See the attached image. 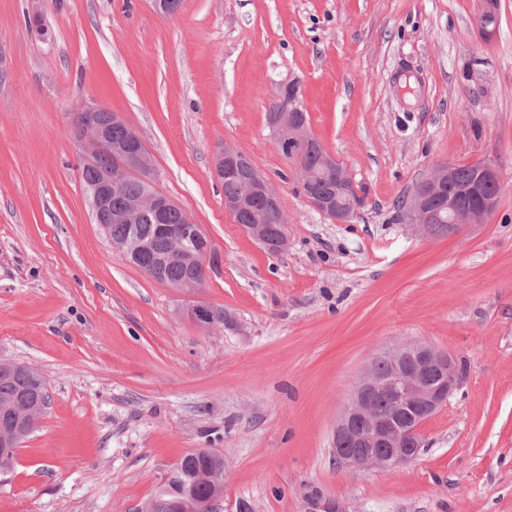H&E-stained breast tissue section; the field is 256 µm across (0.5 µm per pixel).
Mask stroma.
Segmentation results:
<instances>
[{
	"label": "stroma",
	"mask_w": 512,
	"mask_h": 512,
	"mask_svg": "<svg viewBox=\"0 0 512 512\" xmlns=\"http://www.w3.org/2000/svg\"><path fill=\"white\" fill-rule=\"evenodd\" d=\"M0 0V361L49 405L0 512H141L188 453L224 457L214 512H512V0ZM301 83L309 126L361 186L347 224L297 192L266 114ZM121 113L219 268L152 280L92 218L72 116ZM230 143L278 193L272 255L224 209ZM493 161L483 223L429 236L398 201L444 163ZM224 308L206 330L197 304ZM411 342L460 390L390 471L339 464L336 421L373 356Z\"/></svg>",
	"instance_id": "obj_1"
}]
</instances>
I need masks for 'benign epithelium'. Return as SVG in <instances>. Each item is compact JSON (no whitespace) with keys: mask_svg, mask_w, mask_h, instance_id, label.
<instances>
[{"mask_svg":"<svg viewBox=\"0 0 512 512\" xmlns=\"http://www.w3.org/2000/svg\"><path fill=\"white\" fill-rule=\"evenodd\" d=\"M302 111V101L295 97L287 107L279 106L270 112L268 125L273 143L293 166L300 187L307 189L304 193L306 201L334 223L347 224L363 205L361 188L347 168L329 154L322 156L320 169L325 176L334 178L336 189L345 197L343 206L332 205L314 188V171L302 161L303 147L312 139L308 124L300 119ZM82 112L99 113V121L92 127L81 123L80 113L74 114V124L81 129L78 138L87 161L94 162L102 152L116 158V168L88 193L95 223L102 226L112 223V193L121 187L127 175L141 176L154 191L131 204L120 219L131 223L134 229L142 216H150L156 224V233L173 242L171 258L191 257V277L179 282L177 288L189 292L202 288L217 257L201 225L188 217L178 229L167 223L168 213L179 205L156 188L152 159L143 138L128 127L119 112L102 105L85 107ZM114 126L127 128L128 135L124 140L112 141ZM247 160L248 156L235 146L224 144V148L214 156V177L219 181L224 179V175ZM454 171V164H441L415 186L406 203L407 223L426 231L432 228L438 216L435 204L444 189L453 187ZM477 172L483 183L495 188L500 186L493 162L478 163ZM498 201L499 193L496 191L480 196L478 203L455 211L451 228L482 223ZM286 224L284 219L279 221L278 237L272 244L276 247V254L288 246ZM245 228L265 247L272 246L266 225L247 224ZM119 248L136 251L142 258V266L152 271L151 264L147 262L148 241L135 235L119 244ZM462 384L455 358L424 343L404 344L382 357L372 358L336 423V458L359 471H389L414 460L422 448V425Z\"/></svg>","mask_w":512,"mask_h":512,"instance_id":"7a95c632","label":"benign epithelium"}]
</instances>
